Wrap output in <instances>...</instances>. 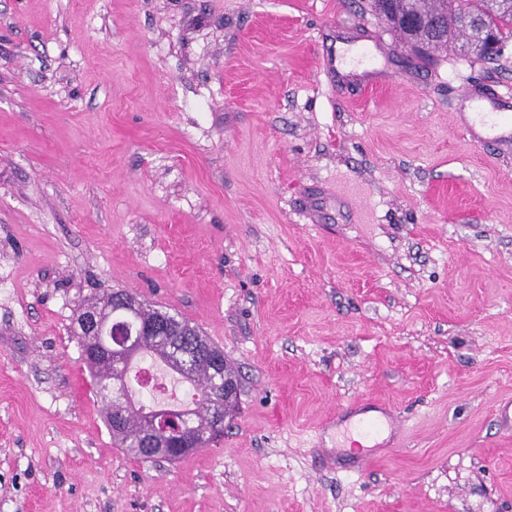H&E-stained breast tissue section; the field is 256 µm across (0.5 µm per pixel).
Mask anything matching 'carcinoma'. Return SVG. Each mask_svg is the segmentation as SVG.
<instances>
[{
  "label": "carcinoma",
  "instance_id": "cac0c4a2",
  "mask_svg": "<svg viewBox=\"0 0 512 512\" xmlns=\"http://www.w3.org/2000/svg\"><path fill=\"white\" fill-rule=\"evenodd\" d=\"M386 10L379 8V0H371V9L385 17L388 27L407 44L419 61H430L434 55L458 41H471L482 33H491L497 40L512 32V0H386ZM135 306L125 308L114 303V295L105 293L82 303L75 309L73 321H79L84 310L91 308L111 315V323L127 332L134 333L144 321H150L162 307L145 301L134 293ZM180 346L184 358L191 364V372L182 378L197 387L198 398L194 405L175 412V416L187 419L198 434L203 446L211 443L210 429L221 402L211 390L216 366L209 353H221L223 349L203 336L200 330L185 318L173 319L169 327L159 330L155 336L143 339V353L164 362L175 373L181 370L170 360V351ZM83 361L97 388L101 402H106L109 392L121 387L131 408L118 425H113L112 415L104 411V420L112 438L130 457L142 462L155 461L157 449L135 448L133 444L145 440L153 426V419L161 411L145 412L130 380L126 377L128 365L119 360L90 355L81 349Z\"/></svg>",
  "mask_w": 512,
  "mask_h": 512
}]
</instances>
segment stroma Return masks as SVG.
<instances>
[{
  "label": "stroma",
  "instance_id": "1",
  "mask_svg": "<svg viewBox=\"0 0 512 512\" xmlns=\"http://www.w3.org/2000/svg\"><path fill=\"white\" fill-rule=\"evenodd\" d=\"M509 88L512 38L414 63L369 0H0V512H512V143L463 118ZM113 289L223 347L220 440L115 444Z\"/></svg>",
  "mask_w": 512,
  "mask_h": 512
}]
</instances>
